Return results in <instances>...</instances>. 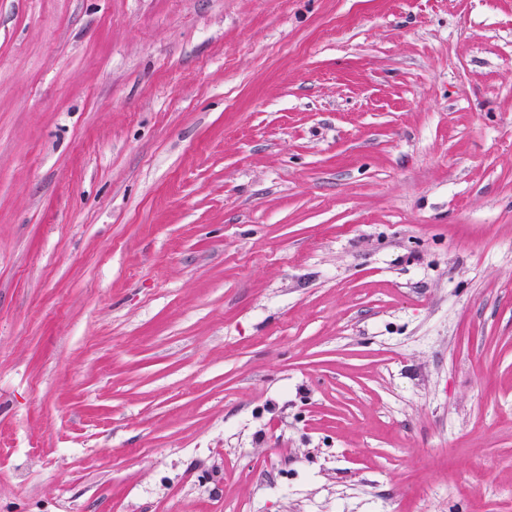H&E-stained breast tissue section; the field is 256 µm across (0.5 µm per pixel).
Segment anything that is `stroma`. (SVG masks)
<instances>
[{
	"mask_svg": "<svg viewBox=\"0 0 512 512\" xmlns=\"http://www.w3.org/2000/svg\"><path fill=\"white\" fill-rule=\"evenodd\" d=\"M0 512H512V0H0Z\"/></svg>",
	"mask_w": 512,
	"mask_h": 512,
	"instance_id": "obj_1",
	"label": "stroma"
}]
</instances>
